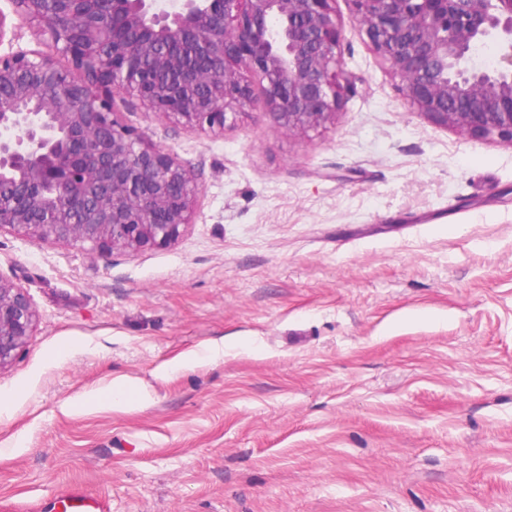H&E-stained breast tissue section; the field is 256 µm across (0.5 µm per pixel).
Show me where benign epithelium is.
Returning a JSON list of instances; mask_svg holds the SVG:
<instances>
[{
	"label": "benign epithelium",
	"instance_id": "benign-epithelium-1",
	"mask_svg": "<svg viewBox=\"0 0 512 512\" xmlns=\"http://www.w3.org/2000/svg\"><path fill=\"white\" fill-rule=\"evenodd\" d=\"M51 7H46V2ZM351 20L410 109L468 139L512 147V0H348ZM39 50L0 55V230L107 255L166 247L200 188L193 171L118 120L115 99L214 135L265 80V115L302 135L336 123L353 84L336 0H11ZM497 65L474 60L486 42ZM38 313L0 273V370Z\"/></svg>",
	"mask_w": 512,
	"mask_h": 512
}]
</instances>
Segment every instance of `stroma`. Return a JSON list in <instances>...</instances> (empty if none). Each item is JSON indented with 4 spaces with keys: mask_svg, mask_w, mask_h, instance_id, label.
Returning <instances> with one entry per match:
<instances>
[{
    "mask_svg": "<svg viewBox=\"0 0 512 512\" xmlns=\"http://www.w3.org/2000/svg\"><path fill=\"white\" fill-rule=\"evenodd\" d=\"M336 9L354 92L328 128L116 102L201 188L171 246L0 232L39 314L0 370V512L67 486L109 512H512V147L412 112ZM118 377L144 404L79 407Z\"/></svg>",
    "mask_w": 512,
    "mask_h": 512,
    "instance_id": "obj_1",
    "label": "stroma"
}]
</instances>
